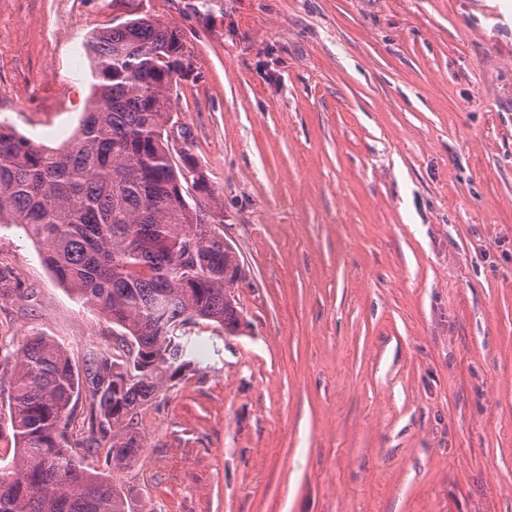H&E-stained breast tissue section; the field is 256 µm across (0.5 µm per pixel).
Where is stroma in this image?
<instances>
[{"mask_svg":"<svg viewBox=\"0 0 512 512\" xmlns=\"http://www.w3.org/2000/svg\"><path fill=\"white\" fill-rule=\"evenodd\" d=\"M144 14L193 61L173 154L224 204L242 322L193 329L129 465H86L127 512H512V0H0V120L59 147L91 32ZM40 251L0 226V351L119 358Z\"/></svg>","mask_w":512,"mask_h":512,"instance_id":"35a3bbf8","label":"stroma"}]
</instances>
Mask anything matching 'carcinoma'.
Here are the masks:
<instances>
[{"label": "carcinoma", "mask_w": 512, "mask_h": 512, "mask_svg": "<svg viewBox=\"0 0 512 512\" xmlns=\"http://www.w3.org/2000/svg\"><path fill=\"white\" fill-rule=\"evenodd\" d=\"M87 47L98 102L70 145L37 147L0 123V224L35 238L55 277L121 328L133 359H95L81 376L45 335L0 359L14 439L0 512H126L112 477L89 470L69 439L82 384L85 444L112 432L108 460L121 468L142 448L140 408L164 373L185 366V325L241 321L231 288L242 265L215 230L224 206L194 165L169 159L173 91L193 65L180 31L143 15L93 33ZM187 181L202 200L185 199ZM21 294L0 266V300Z\"/></svg>", "instance_id": "cac0c4a2"}]
</instances>
